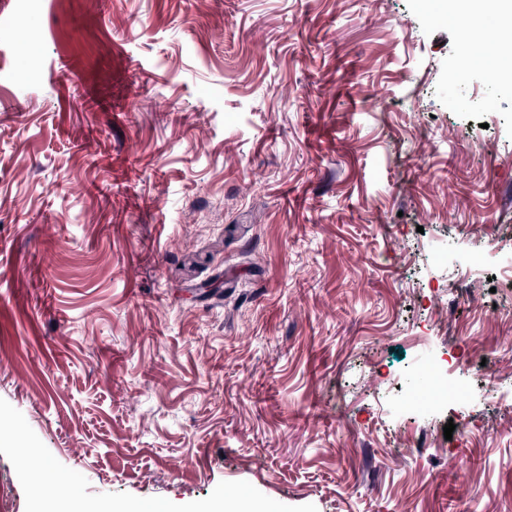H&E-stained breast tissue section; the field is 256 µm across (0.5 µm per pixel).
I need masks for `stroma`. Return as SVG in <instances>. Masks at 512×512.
I'll return each instance as SVG.
<instances>
[{
	"label": "stroma",
	"mask_w": 512,
	"mask_h": 512,
	"mask_svg": "<svg viewBox=\"0 0 512 512\" xmlns=\"http://www.w3.org/2000/svg\"><path fill=\"white\" fill-rule=\"evenodd\" d=\"M464 34L0 0V512L52 494L20 441L89 506L512 512V75Z\"/></svg>",
	"instance_id": "35a3bbf8"
}]
</instances>
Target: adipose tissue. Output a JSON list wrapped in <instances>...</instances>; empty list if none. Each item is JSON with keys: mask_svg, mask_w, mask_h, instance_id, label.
Instances as JSON below:
<instances>
[{"mask_svg": "<svg viewBox=\"0 0 512 512\" xmlns=\"http://www.w3.org/2000/svg\"><path fill=\"white\" fill-rule=\"evenodd\" d=\"M436 9L451 22L467 18L469 30L478 32L479 38L470 49L472 64L492 78L512 72V59L502 58L496 51L503 30L512 28V0H486L477 9L468 7L465 0H440ZM20 459L26 466L38 469L41 481L54 485L56 499L49 503L48 512H67L68 508L79 504V493L64 474L38 464L30 449H22Z\"/></svg>", "mask_w": 512, "mask_h": 512, "instance_id": "1", "label": "adipose tissue"}]
</instances>
